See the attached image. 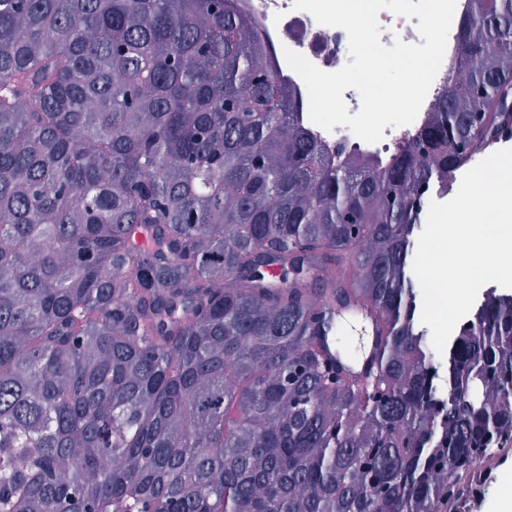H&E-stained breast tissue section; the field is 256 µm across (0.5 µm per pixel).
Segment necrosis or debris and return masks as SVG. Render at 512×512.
Masks as SVG:
<instances>
[{
    "label": "necrosis or debris",
    "mask_w": 512,
    "mask_h": 512,
    "mask_svg": "<svg viewBox=\"0 0 512 512\" xmlns=\"http://www.w3.org/2000/svg\"><path fill=\"white\" fill-rule=\"evenodd\" d=\"M238 12L247 17L266 47V62L272 63L283 82L291 84L299 95L300 120L312 126L314 134L334 149L352 154L360 150L390 158L397 143L414 132V125L385 127L382 140L365 142L353 135L348 127L335 126L326 131L313 126L307 87L289 66L285 53L292 50L304 55L326 72L341 69L348 60V36L342 29L318 24L307 12L294 9L293 0H234Z\"/></svg>",
    "instance_id": "1"
}]
</instances>
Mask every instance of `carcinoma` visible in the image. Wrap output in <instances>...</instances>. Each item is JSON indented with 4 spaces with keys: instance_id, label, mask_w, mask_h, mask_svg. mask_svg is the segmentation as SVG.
I'll return each mask as SVG.
<instances>
[{
    "instance_id": "cac0c4a2",
    "label": "carcinoma",
    "mask_w": 512,
    "mask_h": 512,
    "mask_svg": "<svg viewBox=\"0 0 512 512\" xmlns=\"http://www.w3.org/2000/svg\"><path fill=\"white\" fill-rule=\"evenodd\" d=\"M233 2L0 0V512H466L512 454V294L443 376L410 273L512 125V0H466L387 160L300 122Z\"/></svg>"
}]
</instances>
